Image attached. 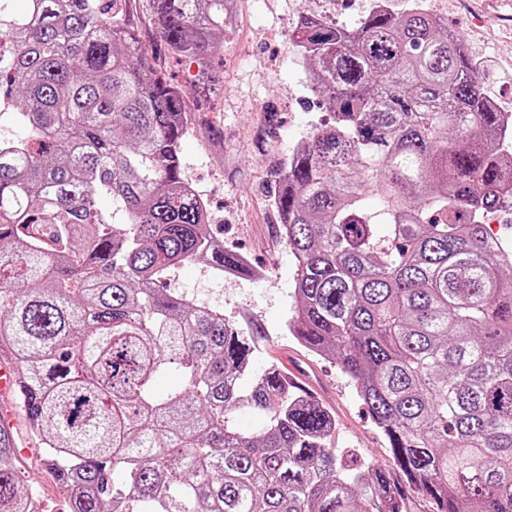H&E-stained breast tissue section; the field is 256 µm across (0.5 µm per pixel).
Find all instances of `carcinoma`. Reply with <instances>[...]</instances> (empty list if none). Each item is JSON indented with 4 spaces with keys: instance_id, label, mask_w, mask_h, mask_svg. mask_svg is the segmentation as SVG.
Segmentation results:
<instances>
[{
    "instance_id": "carcinoma-1",
    "label": "carcinoma",
    "mask_w": 512,
    "mask_h": 512,
    "mask_svg": "<svg viewBox=\"0 0 512 512\" xmlns=\"http://www.w3.org/2000/svg\"><path fill=\"white\" fill-rule=\"evenodd\" d=\"M0 0V360L69 512H405L389 472L326 447L330 411L171 269L243 257L185 188L186 96L139 44L129 0ZM167 52L209 74L229 0H149ZM331 119L274 206L295 259L288 333L336 361L433 512H512V200L505 113L460 37L415 0L291 36ZM381 203L365 209L368 189ZM101 194L112 212L97 207ZM180 369L184 390L155 397ZM263 418L244 433L229 416ZM0 424V512H40Z\"/></svg>"
}]
</instances>
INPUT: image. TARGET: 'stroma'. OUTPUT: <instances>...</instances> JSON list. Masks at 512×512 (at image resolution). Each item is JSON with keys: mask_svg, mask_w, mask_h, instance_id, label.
I'll return each instance as SVG.
<instances>
[{"mask_svg": "<svg viewBox=\"0 0 512 512\" xmlns=\"http://www.w3.org/2000/svg\"><path fill=\"white\" fill-rule=\"evenodd\" d=\"M375 0H235L231 26L219 40L213 64L217 86L203 85L196 65L168 58L148 0H130L143 46L187 96L189 131L181 144L186 177L208 201L209 230L225 249L247 258L263 272L256 280L238 275L207 277L200 263L171 270L169 287L224 309L234 323H257L254 369L290 365L303 384L336 416L328 445L352 451L382 469L392 463L385 440L334 360L307 352L285 328L292 297L294 259L279 232L272 189L279 168L325 116L311 90L308 72L290 41L300 14L320 13L326 21L353 27ZM447 22L469 53L480 60L487 97L512 112V16L482 11L481 0H424ZM26 484L40 487L43 512H66V494L44 466L27 458Z\"/></svg>", "mask_w": 512, "mask_h": 512, "instance_id": "obj_1", "label": "stroma"}]
</instances>
